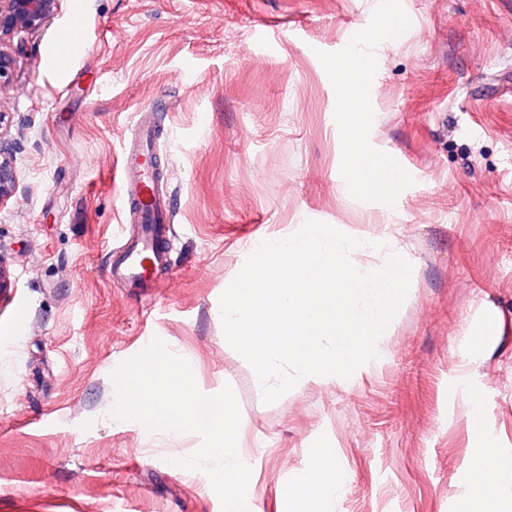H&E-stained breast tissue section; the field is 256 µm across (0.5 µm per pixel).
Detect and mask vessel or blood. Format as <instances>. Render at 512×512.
Masks as SVG:
<instances>
[{"label":"vessel or blood","instance_id":"obj_1","mask_svg":"<svg viewBox=\"0 0 512 512\" xmlns=\"http://www.w3.org/2000/svg\"><path fill=\"white\" fill-rule=\"evenodd\" d=\"M158 143L153 113H141L120 165L123 209L127 222L138 224L139 237L123 240L114 249L111 276L123 288H145L153 283L151 266L167 262L166 201L157 169Z\"/></svg>","mask_w":512,"mask_h":512}]
</instances>
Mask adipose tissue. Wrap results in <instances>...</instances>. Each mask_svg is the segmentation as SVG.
Returning <instances> with one entry per match:
<instances>
[{
    "label": "adipose tissue",
    "instance_id": "obj_1",
    "mask_svg": "<svg viewBox=\"0 0 512 512\" xmlns=\"http://www.w3.org/2000/svg\"><path fill=\"white\" fill-rule=\"evenodd\" d=\"M334 72L343 87L340 100L341 126L346 151V172L342 181L346 193L378 199L391 205L403 183V171L391 163L375 159L367 142L370 118L366 109L369 80L359 64L358 56L334 62ZM315 468L301 476L302 486L319 489L317 498L297 494L294 512H326L330 502L339 497L345 486L343 471L333 463L321 448L311 451Z\"/></svg>",
    "mask_w": 512,
    "mask_h": 512
}]
</instances>
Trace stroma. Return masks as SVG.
I'll list each match as a JSON object with an SVG mask.
<instances>
[{"label":"stroma","instance_id":"1","mask_svg":"<svg viewBox=\"0 0 512 512\" xmlns=\"http://www.w3.org/2000/svg\"><path fill=\"white\" fill-rule=\"evenodd\" d=\"M379 2L57 0L0 41L14 57L0 142L17 172L0 204V512H222L209 477L180 465L199 435L109 416L112 373L155 337L203 394L233 388L256 512H293L315 446L350 478L331 512H458L481 448L512 468V0H399L409 22L369 60V144L406 174L388 211L340 189L330 68L383 24ZM77 4L85 25L63 69ZM145 109L176 232L147 293L110 275L115 167ZM308 220L393 240L410 288L384 357L267 404L219 299L253 241Z\"/></svg>","mask_w":512,"mask_h":512}]
</instances>
